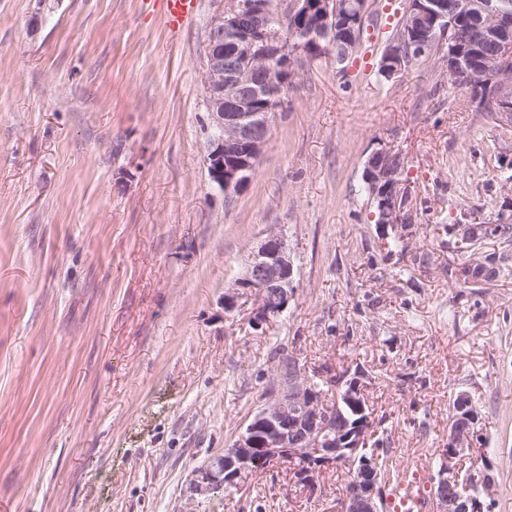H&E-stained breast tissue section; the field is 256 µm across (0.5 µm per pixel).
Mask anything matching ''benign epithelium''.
<instances>
[{"label":"benign epithelium","instance_id":"obj_1","mask_svg":"<svg viewBox=\"0 0 512 512\" xmlns=\"http://www.w3.org/2000/svg\"><path fill=\"white\" fill-rule=\"evenodd\" d=\"M211 19L204 66L205 103L210 135L205 158L211 181L224 197L241 190L251 179L270 138L272 116L280 106L282 90L294 75V54L288 52L286 22L302 20L311 46L333 45L341 40L356 47L364 31L368 0H284L276 10L272 0H217ZM455 13L465 21L454 29L455 60L450 69L454 82L481 93L477 77L494 82L501 122L512 125V0H458ZM448 15L441 0H412L401 28L408 44L428 47L445 27ZM393 152L381 149L367 158L366 187L379 202L380 224H397L401 198L399 170L392 166ZM459 242L486 235L484 224H457ZM254 297L256 319L265 320L285 311L292 297L294 266L286 235L269 230L250 251L234 288L224 294V309L234 308L238 290ZM323 396L302 372L272 391L253 419L241 430L229 450L211 455L189 475V500H213L227 484L255 470L260 461L303 458L322 466H350L349 490L342 512H382L383 486L370 465L357 463L355 454L371 425L366 415L364 385L353 378L336 382V404L322 411ZM469 395H457V416L448 423V443L440 450L442 468L433 499L437 512H483L492 498L495 479L486 469L470 470L461 479L458 461L472 454L475 427ZM350 410L361 420L346 418Z\"/></svg>","mask_w":512,"mask_h":512}]
</instances>
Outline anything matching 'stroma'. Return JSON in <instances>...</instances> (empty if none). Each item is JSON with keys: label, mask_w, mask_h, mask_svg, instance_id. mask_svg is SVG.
Masks as SVG:
<instances>
[{"label": "stroma", "mask_w": 512, "mask_h": 512, "mask_svg": "<svg viewBox=\"0 0 512 512\" xmlns=\"http://www.w3.org/2000/svg\"><path fill=\"white\" fill-rule=\"evenodd\" d=\"M345 64L295 57L251 180L204 163L216 0L170 34L152 0H0V512H337L348 466L243 474L186 498L280 374L361 379L393 457L435 472L467 391L478 467L512 512V274L462 288L453 224L512 222V127L435 56L380 79L401 0ZM38 30H30L32 18ZM404 159L402 223H376L368 155ZM296 291L279 317L224 294L270 229ZM404 247L391 249V239Z\"/></svg>", "instance_id": "obj_1"}]
</instances>
